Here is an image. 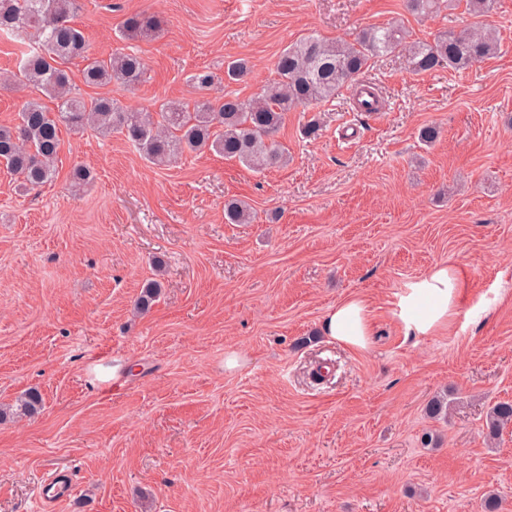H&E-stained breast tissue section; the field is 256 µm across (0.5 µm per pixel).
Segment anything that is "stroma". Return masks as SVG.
I'll return each mask as SVG.
<instances>
[{"instance_id": "obj_1", "label": "stroma", "mask_w": 512, "mask_h": 512, "mask_svg": "<svg viewBox=\"0 0 512 512\" xmlns=\"http://www.w3.org/2000/svg\"><path fill=\"white\" fill-rule=\"evenodd\" d=\"M458 2L418 18L406 0H77L91 53L134 49L146 76L127 93L86 86L81 60L68 72L83 97L133 108L193 104L201 70L220 78L211 95L246 100L308 34L391 24L429 42L466 22ZM142 12L159 31L124 40ZM486 22L497 56L426 74L380 58L361 77L380 111L298 108L287 164L261 173L210 150L154 165L90 129L63 132L54 181L33 190L0 164V407L44 398L0 421V512H33L58 468L80 490L58 512H483L491 492L512 512V425L483 434L512 402V0ZM29 41L0 38V125L34 94L11 79ZM236 58L252 72L225 81ZM78 166L92 179L76 189ZM232 199L254 223H225ZM443 263L463 284L449 329L407 333L402 298ZM150 279L162 291L137 312ZM353 294L373 320L362 352L322 330ZM447 390V419L428 418ZM43 399L38 390H31L25 393L12 408L0 410V420L6 417H27L35 415L40 411ZM512 423V402L504 401L495 404L487 415V436L494 438L500 430Z\"/></svg>"}]
</instances>
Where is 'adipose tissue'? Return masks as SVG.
I'll use <instances>...</instances> for the list:
<instances>
[{
	"label": "adipose tissue",
	"mask_w": 512,
	"mask_h": 512,
	"mask_svg": "<svg viewBox=\"0 0 512 512\" xmlns=\"http://www.w3.org/2000/svg\"><path fill=\"white\" fill-rule=\"evenodd\" d=\"M460 278L453 266H435L410 287L401 303V318L408 332L430 336L446 329L457 309ZM328 338L348 348L367 350L372 334L371 312L366 300L352 295L331 308L322 324Z\"/></svg>",
	"instance_id": "obj_1"
}]
</instances>
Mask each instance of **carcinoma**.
<instances>
[{"instance_id": "carcinoma-1", "label": "carcinoma", "mask_w": 512, "mask_h": 512, "mask_svg": "<svg viewBox=\"0 0 512 512\" xmlns=\"http://www.w3.org/2000/svg\"><path fill=\"white\" fill-rule=\"evenodd\" d=\"M468 23L457 30L437 34L433 41H411L409 31L396 27L373 26L349 43L308 35L288 45L277 56L276 78L264 85L253 98L242 100L230 93L213 100L204 95L193 106L175 102L160 104L159 110L129 108L111 96L86 100L72 92L63 64L82 59V78L86 85L109 84L130 91L145 73L142 58L133 50L120 51L107 59L89 53L80 29L70 23L75 0H0V37L20 29L39 33L35 47L19 59L23 82L56 101L50 112L37 101L22 104L18 123L0 126V163L20 179V187L31 189L51 181L56 175V160L62 146L61 128L81 132L87 127L109 136L121 133L148 161L157 165L175 163L184 152L205 149L226 159L238 160L261 173L284 161L275 137L288 113L312 103L328 102L355 84L376 60L403 52L415 74L439 68L466 70L496 56L501 42L486 26L484 17L494 9L495 0H465ZM416 15H428L439 8V0H407ZM158 28V21L147 15L126 20L123 36L134 40ZM249 61L237 58L227 63L225 77L231 81L246 77ZM229 224L253 221L250 207L237 200L224 205ZM161 284L145 285L137 299L140 310L148 311ZM39 391L25 393L11 408L0 410V419L27 417L40 411ZM451 402L439 396L427 406L432 418L447 416ZM512 423V402L495 404L487 415V436L492 438Z\"/></svg>"}]
</instances>
